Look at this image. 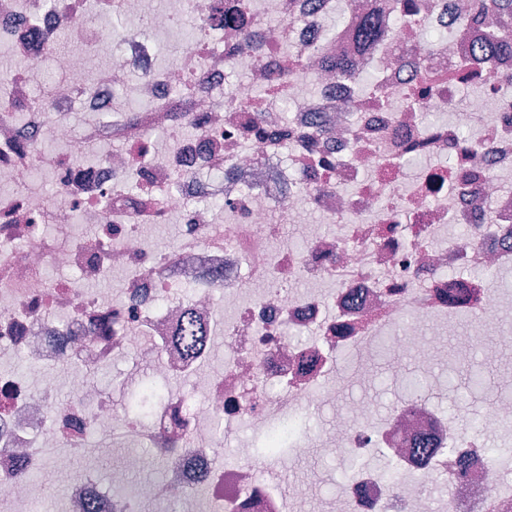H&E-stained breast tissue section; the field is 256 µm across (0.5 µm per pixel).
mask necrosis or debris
<instances>
[{"label":"necrosis or debris","instance_id":"4bbe7bcc","mask_svg":"<svg viewBox=\"0 0 512 512\" xmlns=\"http://www.w3.org/2000/svg\"><path fill=\"white\" fill-rule=\"evenodd\" d=\"M104 20L88 19L82 0H60L43 14L47 32L63 28L77 40L65 61L69 80L52 100L76 102L68 111L34 105L25 70L0 74V358L20 355L30 368L74 364L63 382L74 393L60 402L36 390L28 375L0 368V512H34L51 487L64 489L68 512H139L147 503L189 504L192 512H305L308 497L289 490L238 432L273 430L319 405L336 402L337 357L367 353L390 340L387 369L402 374L423 353L439 359L440 339L460 314L452 288H468L469 316L480 335L501 307L498 293L454 267L512 268V51L493 61L496 92L458 104L457 88L418 96L425 75H447L466 61L478 31L457 0H416V15L385 41L356 53L349 29L328 38L324 19L336 0H253L248 32L263 44L254 66L242 40L224 30L230 0H163L152 18L156 36L177 28L198 9L202 35L192 37L166 66H155L151 45L118 37L108 19H135L143 0H101ZM29 0H0V45L41 59L46 41L31 32ZM281 24L272 29L270 17ZM451 36L429 51L428 71L414 67L426 27ZM114 44L120 52L94 82L86 80V51ZM353 55L356 69L374 75L359 89L336 79L321 60ZM316 94H307L309 86ZM124 88L139 102L112 109ZM295 106L279 117L283 103ZM452 112L425 126L421 113ZM196 132L184 134L185 124ZM478 125L482 149L467 158L469 176L436 199L426 186L434 163L460 149V131ZM169 132L167 145H144L147 133ZM59 148L44 150L45 140ZM112 143L93 166L75 159ZM423 144L426 165L402 159ZM55 191L30 187L35 171ZM223 201L222 211L204 199ZM321 214L344 224L342 234L316 231ZM91 225L78 239L48 235L49 224ZM469 229L467 243L445 245L449 224ZM148 224L177 229L173 250L155 248ZM299 224L307 246L271 249L281 225ZM49 266L75 269L80 281L45 285ZM120 272L116 297L92 286ZM330 284L322 293L318 284ZM192 311L211 337L224 340V369L210 370L211 345L183 357L174 336ZM436 335H428V328ZM143 357L144 377L165 390L147 420L117 406L87 374ZM373 403L360 399L336 418L326 447L355 465L328 501L329 512H432L427 483L443 492L445 512H512V401H485L473 424L440 413L428 397L403 400L378 425ZM124 448L108 484L79 476L75 458L92 442ZM162 459L156 479L136 480L140 450ZM379 453L389 471L364 463ZM50 462L51 484L29 472Z\"/></svg>","mask_w":512,"mask_h":512}]
</instances>
